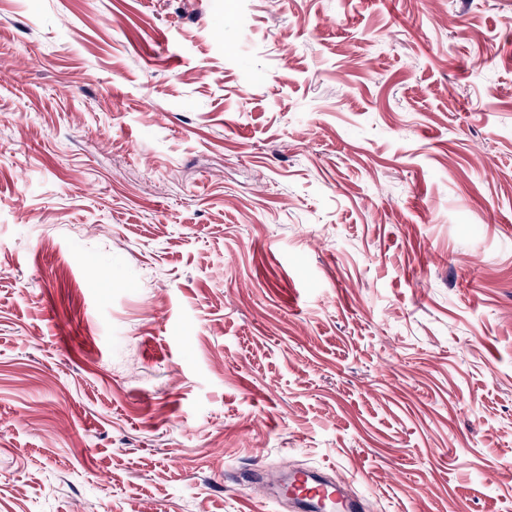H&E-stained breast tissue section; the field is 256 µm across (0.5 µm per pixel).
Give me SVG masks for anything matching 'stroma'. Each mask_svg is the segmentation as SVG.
Segmentation results:
<instances>
[{
    "label": "stroma",
    "instance_id": "obj_1",
    "mask_svg": "<svg viewBox=\"0 0 512 512\" xmlns=\"http://www.w3.org/2000/svg\"><path fill=\"white\" fill-rule=\"evenodd\" d=\"M0 0V512H512V0ZM288 502L296 512H361V500L346 490V484L327 479L312 470H288Z\"/></svg>",
    "mask_w": 512,
    "mask_h": 512
}]
</instances>
